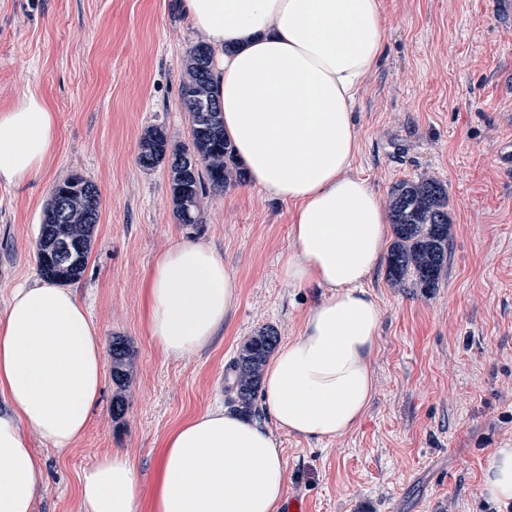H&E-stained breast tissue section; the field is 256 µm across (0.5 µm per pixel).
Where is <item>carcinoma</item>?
Returning a JSON list of instances; mask_svg holds the SVG:
<instances>
[{"instance_id":"1","label":"carcinoma","mask_w":512,"mask_h":512,"mask_svg":"<svg viewBox=\"0 0 512 512\" xmlns=\"http://www.w3.org/2000/svg\"><path fill=\"white\" fill-rule=\"evenodd\" d=\"M212 68V51L206 42L189 48L180 100L191 118V142L171 145L159 125L147 129L140 141L138 161L142 167L167 166L174 215L181 224L199 223L204 193L221 195L246 180L234 147L224 136ZM388 210L394 234L387 261L389 279L396 284L409 281L423 291L438 287L451 256L447 185L432 177L403 179L389 191ZM100 215V191L92 180L74 173L54 185L35 239L34 257L42 278L59 285L82 280ZM277 341L276 330L266 327L249 337L239 350L234 365L237 407L246 415L252 412L265 363ZM109 352L112 381L117 386L112 417L120 418L126 411L122 390L132 354L119 337L112 339Z\"/></svg>"}]
</instances>
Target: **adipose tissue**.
Masks as SVG:
<instances>
[{
    "label": "adipose tissue",
    "mask_w": 512,
    "mask_h": 512,
    "mask_svg": "<svg viewBox=\"0 0 512 512\" xmlns=\"http://www.w3.org/2000/svg\"><path fill=\"white\" fill-rule=\"evenodd\" d=\"M178 7L212 49L224 132L251 183L296 206L284 277L322 294L265 369L261 419L215 407L168 435L155 512H277L286 487L275 430L335 438L357 428L373 398L381 311L366 283L384 256L387 220L374 190L350 170L359 150L354 97L383 55L386 18L382 0H179ZM57 129L55 112L35 93L0 113V183L40 173ZM238 292L212 247L174 244L149 275L151 339L174 358L207 347ZM103 375L97 329L71 289L48 280L13 289L0 312V512H34L43 481L20 423L52 448L73 446ZM484 492L512 502V448L495 449ZM78 493L87 512H137L135 460L123 451L99 458L82 471Z\"/></svg>",
    "instance_id": "obj_1"
}]
</instances>
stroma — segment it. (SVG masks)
I'll return each mask as SVG.
<instances>
[{
  "label": "stroma",
  "instance_id": "obj_1",
  "mask_svg": "<svg viewBox=\"0 0 512 512\" xmlns=\"http://www.w3.org/2000/svg\"><path fill=\"white\" fill-rule=\"evenodd\" d=\"M383 59L358 90L360 150L352 174L386 199L398 180L433 176L448 186L451 259L433 292L392 285L379 269L368 287L381 310L370 360L374 393L360 425L331 440L276 437L287 495L308 512H511L484 494L494 449L512 446V0H384ZM176 0H0V111L26 94L58 118L52 159L34 177L0 185V311L37 278L33 245L55 182L94 181L101 218L76 289L103 345L126 340L134 364L127 411L112 417L116 386L75 444L44 445L19 431L43 463L34 512H84L82 470L112 450L140 471L139 512L163 482L165 440L187 418L234 404L233 364L265 326L298 335L317 290L290 285L293 204L251 183L203 196L200 221L178 223L168 172L138 162L145 130L191 140L179 102L187 50L200 41ZM203 242L238 281V306L207 347L167 358L147 330L146 286L156 259Z\"/></svg>",
  "mask_w": 512,
  "mask_h": 512
}]
</instances>
